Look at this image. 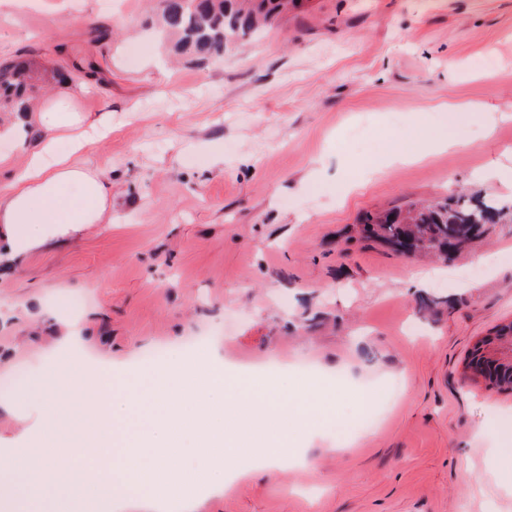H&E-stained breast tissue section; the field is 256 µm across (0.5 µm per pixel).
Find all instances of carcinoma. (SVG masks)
<instances>
[{
    "label": "carcinoma",
    "mask_w": 512,
    "mask_h": 512,
    "mask_svg": "<svg viewBox=\"0 0 512 512\" xmlns=\"http://www.w3.org/2000/svg\"><path fill=\"white\" fill-rule=\"evenodd\" d=\"M297 0H162L160 29L176 40L180 50L200 62L224 56L230 38L250 36L272 23ZM37 76L21 55L0 60V112H26ZM509 215L472 195L452 192L441 202L416 204L404 212H367L359 220L364 240L380 241L400 251L448 258L468 245L490 224H499ZM502 336H512V325L500 326L483 339L488 352L512 363V343L497 344Z\"/></svg>",
    "instance_id": "cac0c4a2"
}]
</instances>
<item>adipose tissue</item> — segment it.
Listing matches in <instances>:
<instances>
[{
	"instance_id": "1",
	"label": "adipose tissue",
	"mask_w": 512,
	"mask_h": 512,
	"mask_svg": "<svg viewBox=\"0 0 512 512\" xmlns=\"http://www.w3.org/2000/svg\"><path fill=\"white\" fill-rule=\"evenodd\" d=\"M106 127V117L78 112L73 97L61 90L40 98L27 116L0 121V137L27 156L0 187V261H13L84 225L104 223L112 209L111 179L69 158L51 157L50 151L61 138L83 149L90 132Z\"/></svg>"
}]
</instances>
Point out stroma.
I'll return each instance as SVG.
<instances>
[{
	"label": "stroma",
	"instance_id": "obj_1",
	"mask_svg": "<svg viewBox=\"0 0 512 512\" xmlns=\"http://www.w3.org/2000/svg\"><path fill=\"white\" fill-rule=\"evenodd\" d=\"M204 65L154 33L158 0H52L0 12V58L67 70L105 136L62 153L112 178V219L0 264V444L38 376L106 362L115 379L215 349L233 374L348 395L395 382L348 444V406L297 437L302 460L243 474L181 512H512L496 451L512 391L465 375L512 322V223L450 264L353 242L367 212L512 184V0H301ZM425 287H415L416 272ZM78 319L64 339L51 313Z\"/></svg>",
	"mask_w": 512,
	"mask_h": 512
}]
</instances>
